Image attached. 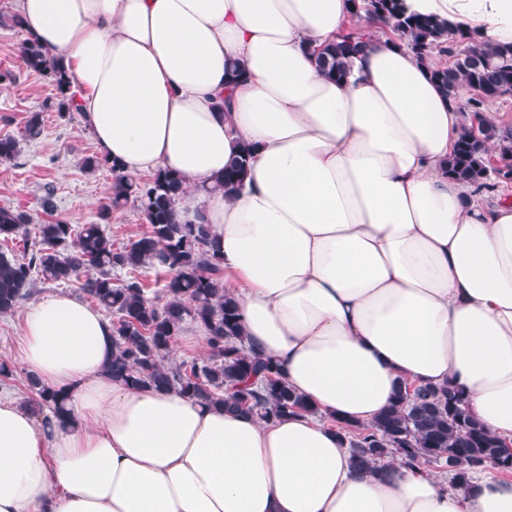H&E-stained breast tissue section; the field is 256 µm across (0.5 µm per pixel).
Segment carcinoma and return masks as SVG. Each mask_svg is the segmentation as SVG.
Returning <instances> with one entry per match:
<instances>
[{
	"label": "carcinoma",
	"mask_w": 512,
	"mask_h": 512,
	"mask_svg": "<svg viewBox=\"0 0 512 512\" xmlns=\"http://www.w3.org/2000/svg\"><path fill=\"white\" fill-rule=\"evenodd\" d=\"M354 16L383 22L419 57L437 51L451 58L448 66L434 71V79L471 117L448 160V173L486 192L499 186L491 181L492 175L512 177V127L498 126L482 114L484 102L512 88V43L478 46L474 36L449 31L435 16L407 13L402 0H361ZM340 38L317 58L319 69L337 79L346 75L348 58L362 48L357 28L345 29ZM21 62L24 70L48 78L56 94L30 113L21 137L0 135V162L19 157L20 140L34 141L42 135L43 113L51 110L65 117L74 111L75 78L62 71L46 49L23 40ZM489 143L496 147L498 167L489 165ZM249 156V148H243L224 169V193L237 188ZM83 165L89 171L108 167L114 175L111 201L101 207L97 222L76 227L57 219L40 224L37 241L31 242L27 213L0 207V241L23 242L19 258L12 248L0 249V315L13 312L38 283L78 280L81 290L112 316V379L132 387L177 390L266 422L311 411L285 384L271 359L231 343L241 336L242 324L235 298L224 293L221 247L209 225L178 218L177 203L186 192L181 175L160 169L147 180L136 179L104 156H89ZM130 200L149 227L116 248L106 224L112 209ZM142 268L168 273L160 291L163 303L148 296L139 277L119 283L112 277L118 270ZM188 323L205 332L209 356L202 362L170 366L165 358ZM28 384L35 411L50 409L59 420L69 415L65 396L40 386L33 377ZM335 426L360 469L370 470L378 460L393 456L407 466L432 463L448 471L453 487L463 491L472 488L475 472L492 468L512 473V452L471 416L465 399L449 386L417 384L410 392L408 382L401 381L388 407L370 424L337 420Z\"/></svg>",
	"instance_id": "obj_1"
}]
</instances>
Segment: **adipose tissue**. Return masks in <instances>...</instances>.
Wrapping results in <instances>:
<instances>
[{
  "label": "adipose tissue",
  "mask_w": 512,
  "mask_h": 512,
  "mask_svg": "<svg viewBox=\"0 0 512 512\" xmlns=\"http://www.w3.org/2000/svg\"><path fill=\"white\" fill-rule=\"evenodd\" d=\"M512 43V0H405ZM353 0H19L74 75L100 153L179 172L182 220L222 247L246 348L310 406L273 422L105 371L112 325L56 293L19 358L74 419L0 396V512H512V479L464 493L388 457L356 469L332 420L372 421L395 384L448 385L512 440V201L448 173L464 114L404 40L373 34L346 78L315 58ZM240 76L229 83L228 65ZM241 187L216 183L242 145Z\"/></svg>",
  "instance_id": "obj_1"
}]
</instances>
